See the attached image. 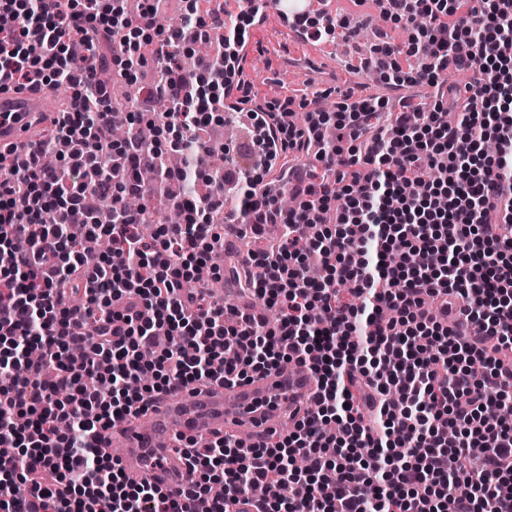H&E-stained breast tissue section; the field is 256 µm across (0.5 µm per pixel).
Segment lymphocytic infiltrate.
<instances>
[{"label": "lymphocytic infiltrate", "mask_w": 512, "mask_h": 512, "mask_svg": "<svg viewBox=\"0 0 512 512\" xmlns=\"http://www.w3.org/2000/svg\"><path fill=\"white\" fill-rule=\"evenodd\" d=\"M163 2L132 13L126 0H0V88L69 97L39 140L0 145V251L13 255L0 267V374L14 377L0 385V512H199L217 482L209 512H512V421L494 413L512 406V0H386L423 64L403 70L386 44L375 66L431 88L433 107L380 123L385 101L359 98L299 124L234 80V32L187 74L183 47L218 13L184 0L172 28ZM117 32L120 75L136 83L157 62L169 111L117 105L99 80V47ZM75 42L88 49L78 70ZM451 69L473 71L468 98ZM229 80L252 122L246 166L186 192L180 223L141 237L153 211L126 205L146 193L138 170L148 161L174 179L168 151L184 152L190 176L205 170L212 149L195 133L221 122ZM143 116L151 143L113 139V124ZM309 151L318 167L299 168ZM48 152L59 166L43 167ZM228 188L247 233L281 228L229 268L276 323L204 290ZM93 236L110 239L107 255L83 250ZM159 330L169 347L143 361ZM291 360L318 384L303 417L253 446L181 436L193 477L179 496L98 452L104 430L160 395Z\"/></svg>", "instance_id": "obj_1"}]
</instances>
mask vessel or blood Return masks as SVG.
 I'll use <instances>...</instances> for the list:
<instances>
[{"label": "vessel or blood", "instance_id": "b4317fda", "mask_svg": "<svg viewBox=\"0 0 512 512\" xmlns=\"http://www.w3.org/2000/svg\"><path fill=\"white\" fill-rule=\"evenodd\" d=\"M334 18L332 0H242L229 24L238 27L246 21L258 30L276 22L292 42L317 54L322 46L310 22ZM49 110L43 92L1 90L0 144L27 138L35 121ZM316 388L313 375L290 362L247 382L180 389L118 423L105 436L119 448L120 466L130 479L179 492L191 474L175 444L177 435L211 439L243 432L249 444H256L300 419Z\"/></svg>", "mask_w": 512, "mask_h": 512}]
</instances>
